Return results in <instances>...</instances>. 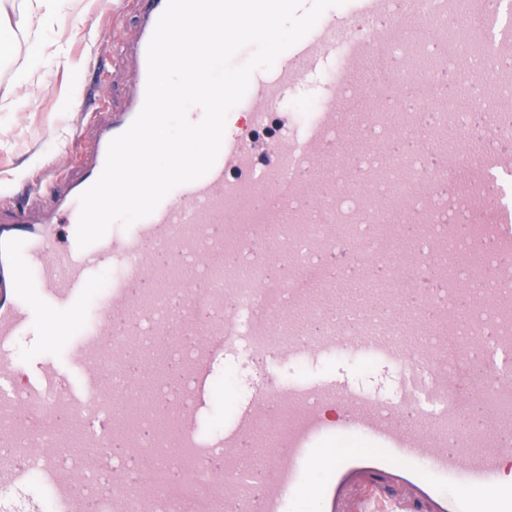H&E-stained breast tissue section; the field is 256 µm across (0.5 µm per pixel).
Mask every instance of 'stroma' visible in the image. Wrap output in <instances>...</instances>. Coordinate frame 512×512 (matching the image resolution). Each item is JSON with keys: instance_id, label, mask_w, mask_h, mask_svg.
<instances>
[{"instance_id": "35a3bbf8", "label": "stroma", "mask_w": 512, "mask_h": 512, "mask_svg": "<svg viewBox=\"0 0 512 512\" xmlns=\"http://www.w3.org/2000/svg\"><path fill=\"white\" fill-rule=\"evenodd\" d=\"M139 7V0H125L120 25L112 32L104 27L101 0H66L60 18L45 23L36 37L18 32L0 46V96L11 90L27 100L18 111L0 107V192L24 197L27 180L49 165L76 173L94 140V120L104 119L108 109L122 108L127 99L128 80L106 81L99 74L112 68L114 42L135 39ZM34 40L40 55L32 64L28 48ZM61 48L69 58L65 69L55 63ZM72 343V337H52L48 325L33 320L15 340L17 366L30 373L46 359L66 362ZM327 372L350 386L389 397L403 376L397 366L347 356L319 362L288 359L263 367L244 352L232 351L216 377L213 411L201 432L223 427L235 405L253 396L262 374L288 382Z\"/></svg>"}]
</instances>
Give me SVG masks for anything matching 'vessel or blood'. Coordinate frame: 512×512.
Instances as JSON below:
<instances>
[{"mask_svg": "<svg viewBox=\"0 0 512 512\" xmlns=\"http://www.w3.org/2000/svg\"><path fill=\"white\" fill-rule=\"evenodd\" d=\"M125 107L101 125L76 178L36 185L51 208L0 201V512H512V212L489 170H512V33H458L490 0H347L271 69L253 72L244 115L212 169L150 216L79 248L80 195L110 141L140 112L147 47L167 0H142ZM337 77L307 121L290 89L326 65ZM495 89L493 146L450 140L441 79ZM363 150L336 149L350 128ZM468 163L469 191L448 200ZM232 256L260 271L242 309ZM175 281L158 277L161 261ZM327 274L295 285L309 264ZM114 275L95 321L85 309ZM73 332L69 367L16 369L32 318ZM258 364L344 353L407 366L394 400L321 375L268 378L229 425L202 435L224 354ZM84 432L74 448L58 420ZM38 484L47 500L9 491Z\"/></svg>", "mask_w": 512, "mask_h": 512, "instance_id": "1", "label": "vessel or blood"}]
</instances>
